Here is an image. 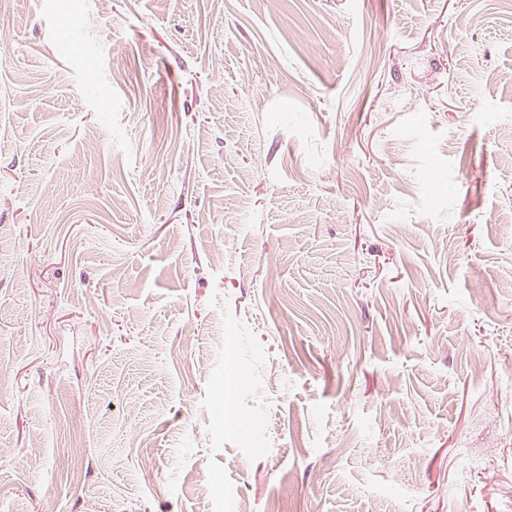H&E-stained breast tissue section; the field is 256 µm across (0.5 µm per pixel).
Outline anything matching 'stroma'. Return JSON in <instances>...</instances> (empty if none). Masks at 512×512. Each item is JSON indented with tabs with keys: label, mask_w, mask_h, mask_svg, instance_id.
<instances>
[{
	"label": "stroma",
	"mask_w": 512,
	"mask_h": 512,
	"mask_svg": "<svg viewBox=\"0 0 512 512\" xmlns=\"http://www.w3.org/2000/svg\"><path fill=\"white\" fill-rule=\"evenodd\" d=\"M10 2L0 512H512V0Z\"/></svg>",
	"instance_id": "35a3bbf8"
}]
</instances>
